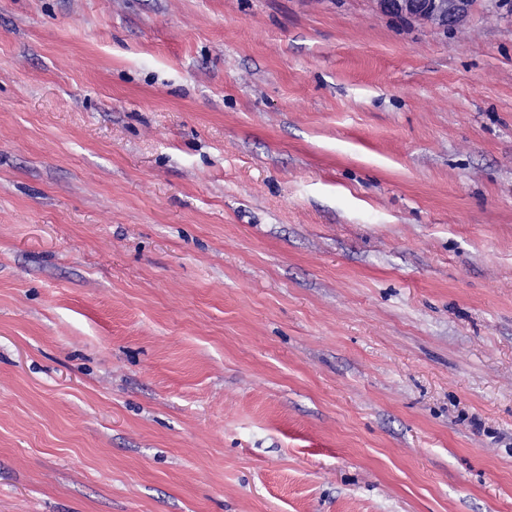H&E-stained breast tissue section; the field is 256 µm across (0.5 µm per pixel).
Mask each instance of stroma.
<instances>
[{"instance_id":"obj_1","label":"stroma","mask_w":512,"mask_h":512,"mask_svg":"<svg viewBox=\"0 0 512 512\" xmlns=\"http://www.w3.org/2000/svg\"><path fill=\"white\" fill-rule=\"evenodd\" d=\"M0 512H512V0H0ZM384 14L448 29L462 25L475 0H376Z\"/></svg>"}]
</instances>
